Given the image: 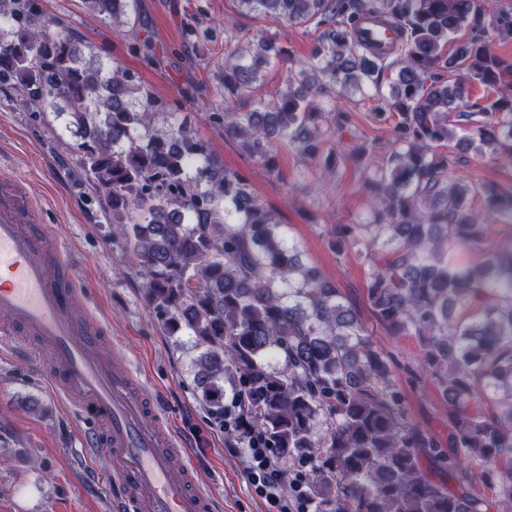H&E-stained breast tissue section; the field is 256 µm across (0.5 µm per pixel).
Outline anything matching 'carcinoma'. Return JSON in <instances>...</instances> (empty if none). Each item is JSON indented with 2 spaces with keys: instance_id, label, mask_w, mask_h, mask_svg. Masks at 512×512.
Listing matches in <instances>:
<instances>
[{
  "instance_id": "1",
  "label": "carcinoma",
  "mask_w": 512,
  "mask_h": 512,
  "mask_svg": "<svg viewBox=\"0 0 512 512\" xmlns=\"http://www.w3.org/2000/svg\"><path fill=\"white\" fill-rule=\"evenodd\" d=\"M120 25L133 0H85ZM247 12L319 30L309 59L272 100L251 96L279 55L224 29V111L212 116L267 171L278 135L308 173L342 152L336 88L372 90L396 118L392 151L357 144L365 217L337 229L336 252L375 257L368 301L393 336L414 339L448 414V442L412 423L386 355L340 289L302 260L243 174L189 128L152 126L160 107L122 66L104 70L54 31L38 0H0V82L50 110L77 139L85 172L130 249L147 305L170 337L200 349L195 381L240 440L261 437L313 512H490L512 504V187L462 181L467 152L512 165V8L491 0H239ZM397 26L390 60L357 22ZM471 36L444 47L454 35ZM395 73L388 90L383 76ZM485 95L473 101L470 86ZM453 143L461 152L444 151ZM484 480L491 496L473 491Z\"/></svg>"
}]
</instances>
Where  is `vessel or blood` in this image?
Wrapping results in <instances>:
<instances>
[{"label":"vessel or blood","instance_id":"b4317fda","mask_svg":"<svg viewBox=\"0 0 512 512\" xmlns=\"http://www.w3.org/2000/svg\"><path fill=\"white\" fill-rule=\"evenodd\" d=\"M361 27L362 41L384 55L398 39L396 30L371 17ZM37 208L22 180L0 190V312L53 349L55 396L66 400L81 392L82 414L103 426L83 442L89 462L109 474L114 512H211L213 502L179 436L165 432L133 396L132 372L102 356V326L75 315L71 255L50 248L48 226L20 224V213Z\"/></svg>","mask_w":512,"mask_h":512}]
</instances>
